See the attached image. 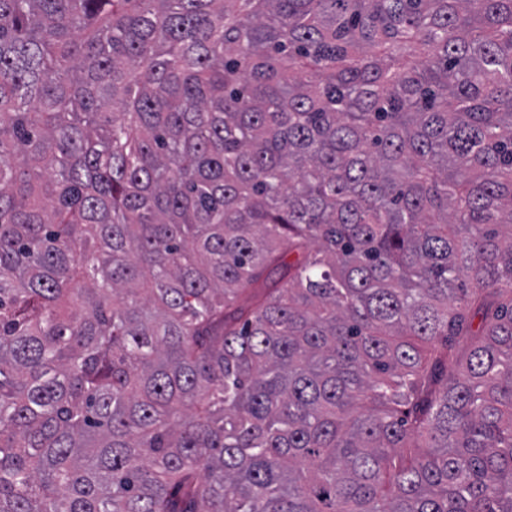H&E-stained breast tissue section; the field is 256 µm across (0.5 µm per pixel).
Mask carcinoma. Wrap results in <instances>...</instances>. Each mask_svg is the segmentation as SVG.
<instances>
[{"mask_svg": "<svg viewBox=\"0 0 512 512\" xmlns=\"http://www.w3.org/2000/svg\"><path fill=\"white\" fill-rule=\"evenodd\" d=\"M0 512H512V0H0Z\"/></svg>", "mask_w": 512, "mask_h": 512, "instance_id": "cac0c4a2", "label": "carcinoma"}]
</instances>
